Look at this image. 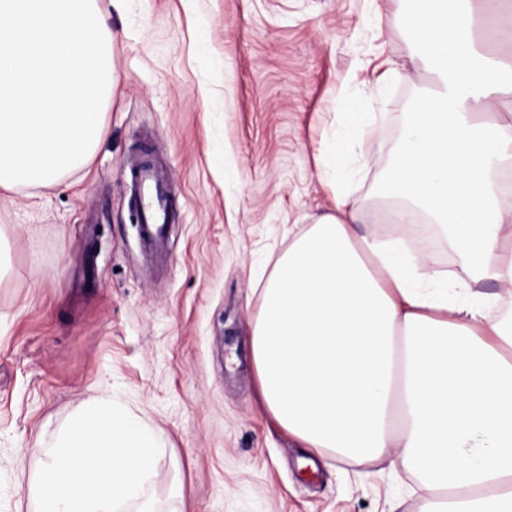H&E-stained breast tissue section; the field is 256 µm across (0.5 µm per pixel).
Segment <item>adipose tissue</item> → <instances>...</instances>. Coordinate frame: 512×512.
<instances>
[{
  "label": "adipose tissue",
  "instance_id": "adipose-tissue-1",
  "mask_svg": "<svg viewBox=\"0 0 512 512\" xmlns=\"http://www.w3.org/2000/svg\"><path fill=\"white\" fill-rule=\"evenodd\" d=\"M409 53L438 80L405 120L383 196L385 234L335 210L276 260L251 321L260 401L305 448L342 463L389 457L435 497L425 512H512V0H405ZM494 121H484L485 113ZM455 251L457 289L414 245L415 217ZM498 284V298L473 291Z\"/></svg>",
  "mask_w": 512,
  "mask_h": 512
}]
</instances>
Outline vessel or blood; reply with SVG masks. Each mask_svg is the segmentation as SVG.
<instances>
[{"label": "vessel or blood", "mask_w": 512, "mask_h": 512, "mask_svg": "<svg viewBox=\"0 0 512 512\" xmlns=\"http://www.w3.org/2000/svg\"><path fill=\"white\" fill-rule=\"evenodd\" d=\"M134 187V205L145 244L163 243L172 219L173 200L168 184L161 179L150 160H142L130 170Z\"/></svg>", "instance_id": "1"}]
</instances>
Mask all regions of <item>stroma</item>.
I'll return each instance as SVG.
<instances>
[{
	"mask_svg": "<svg viewBox=\"0 0 512 512\" xmlns=\"http://www.w3.org/2000/svg\"><path fill=\"white\" fill-rule=\"evenodd\" d=\"M119 81L89 164L0 194V512L51 436L103 391L158 431L162 512H423L389 460L335 464L259 404L249 325L271 255L330 212L322 179L354 112L385 115L340 174L384 233L378 196L429 69L405 62L399 0H97ZM148 146L178 198L161 260L140 250L128 168Z\"/></svg>",
	"mask_w": 512,
	"mask_h": 512,
	"instance_id": "35a3bbf8",
	"label": "stroma"
}]
</instances>
